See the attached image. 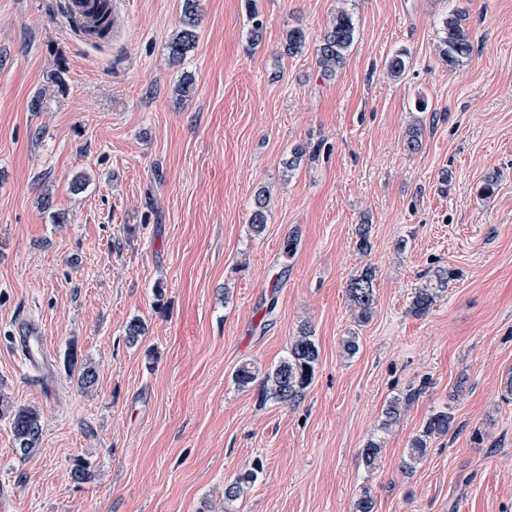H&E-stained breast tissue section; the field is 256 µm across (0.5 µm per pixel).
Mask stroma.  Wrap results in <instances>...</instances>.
<instances>
[{
	"label": "stroma",
	"instance_id": "1",
	"mask_svg": "<svg viewBox=\"0 0 512 512\" xmlns=\"http://www.w3.org/2000/svg\"><path fill=\"white\" fill-rule=\"evenodd\" d=\"M255 3L261 43L244 0H200L197 42L173 63L182 0H128L127 37L87 45L59 0H0V399L44 425L22 459L0 415V512H224L225 483L257 465L236 512H353L365 490L376 512H512V0ZM341 10L356 38L327 77L316 49ZM455 10L474 52L451 68L437 45ZM295 27L307 40L288 57ZM366 268L375 304L361 323L347 284ZM441 271L447 285L415 316V288ZM135 318L145 335L131 345ZM24 320L44 333L49 380L12 345ZM304 328L319 360L299 402L235 384ZM70 351L95 367L93 390L70 379ZM443 408L447 435L404 474L410 440ZM376 435L370 470L361 450ZM79 456L95 466L80 486ZM269 203L270 197L267 191L262 188L259 189L254 195L253 207L249 217V224L258 234L265 229ZM416 396V390L412 393L404 396H396L388 401L382 412V421L380 424V430L387 432L392 429L393 426L398 424L401 420V416L404 412V407Z\"/></svg>",
	"mask_w": 512,
	"mask_h": 512
}]
</instances>
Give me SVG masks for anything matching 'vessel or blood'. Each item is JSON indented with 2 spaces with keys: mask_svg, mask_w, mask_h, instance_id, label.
Segmentation results:
<instances>
[{
  "mask_svg": "<svg viewBox=\"0 0 512 512\" xmlns=\"http://www.w3.org/2000/svg\"><path fill=\"white\" fill-rule=\"evenodd\" d=\"M125 13L124 0H61L59 6V14L66 30L80 43L95 40V26L104 15L112 22L110 39H118ZM13 341L32 369L44 375L50 372L51 362L45 353V341L34 324H19Z\"/></svg>",
  "mask_w": 512,
  "mask_h": 512,
  "instance_id": "vessel-or-blood-1",
  "label": "vessel or blood"
}]
</instances>
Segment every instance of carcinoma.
<instances>
[{"mask_svg": "<svg viewBox=\"0 0 512 512\" xmlns=\"http://www.w3.org/2000/svg\"><path fill=\"white\" fill-rule=\"evenodd\" d=\"M200 0H183L181 29L168 44V57L174 62L181 61L190 51L197 39ZM356 27L351 15L346 11L336 14V18L324 33L317 46V61L325 73L333 74L344 63L346 53L354 43ZM306 44V34L301 28L288 30L284 39L283 52L295 55ZM474 51L472 36L466 24V17L460 12H453L443 21L439 37L438 52L440 60L454 68L469 59ZM270 197L267 191L259 189L254 195L253 207L249 217L252 229L260 233L265 229ZM440 289L429 285L415 289L411 302V311L417 316L426 315L439 296ZM347 295L358 312L359 319H369L375 301L373 272L367 268L361 274L350 279ZM319 350L306 330L301 331L291 344L288 356L278 365L266 372L259 385L262 400L273 399L279 403L292 404L298 401L304 390L311 384ZM68 368L76 378L80 389H93L98 380L96 369L88 364H77L75 355H70ZM258 374L255 367L244 363L234 374L235 383L247 388L255 382ZM416 396L412 392L405 396H396L388 401L382 412L380 430L387 432L398 424L404 407ZM10 417V429L13 436L14 452L20 458L31 455L39 446L43 423L40 413L29 406L6 407ZM452 416L448 410H434L426 419L422 430L412 438L407 455L402 462L405 472L414 471L427 455L430 441L436 436L448 434ZM382 454V441L369 439L361 450L365 466L373 469L379 465ZM94 477L92 462L87 458H76L71 465V478L77 484H86ZM257 478V469H252L237 476L224 487V512H232L231 507L241 496L243 485L252 483Z\"/></svg>", "mask_w": 512, "mask_h": 512, "instance_id": "carcinoma-1", "label": "carcinoma"}]
</instances>
